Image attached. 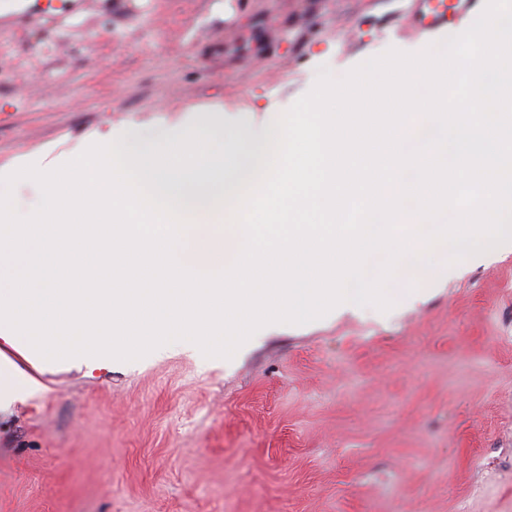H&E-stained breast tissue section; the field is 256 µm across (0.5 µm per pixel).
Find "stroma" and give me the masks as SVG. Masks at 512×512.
I'll list each match as a JSON object with an SVG mask.
<instances>
[{"mask_svg": "<svg viewBox=\"0 0 512 512\" xmlns=\"http://www.w3.org/2000/svg\"><path fill=\"white\" fill-rule=\"evenodd\" d=\"M0 0V176L127 125L255 126L424 39L412 0ZM415 300L261 333L230 359L164 346L44 368L0 413V512H512V242L432 259Z\"/></svg>", "mask_w": 512, "mask_h": 512, "instance_id": "1", "label": "stroma"}]
</instances>
